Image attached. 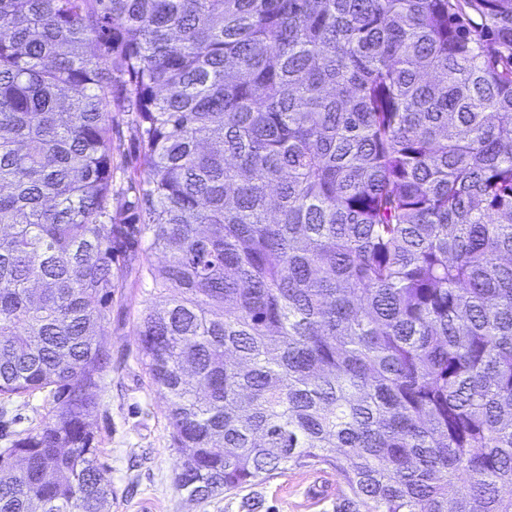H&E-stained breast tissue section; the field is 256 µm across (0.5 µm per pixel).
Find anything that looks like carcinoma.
Here are the masks:
<instances>
[{"label":"carcinoma","mask_w":512,"mask_h":512,"mask_svg":"<svg viewBox=\"0 0 512 512\" xmlns=\"http://www.w3.org/2000/svg\"><path fill=\"white\" fill-rule=\"evenodd\" d=\"M146 235L179 489L512 512V0H0V395L50 397L0 512H111L85 419ZM114 123L112 124V144L114 147L115 163L120 165L124 161V156L131 149L130 132L123 120V115L119 112L112 113Z\"/></svg>","instance_id":"obj_1"}]
</instances>
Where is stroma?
I'll list each match as a JSON object with an SVG mask.
<instances>
[{
	"instance_id": "stroma-1",
	"label": "stroma",
	"mask_w": 512,
	"mask_h": 512,
	"mask_svg": "<svg viewBox=\"0 0 512 512\" xmlns=\"http://www.w3.org/2000/svg\"><path fill=\"white\" fill-rule=\"evenodd\" d=\"M150 302L144 284L128 276L112 299V320L103 327L109 360L87 424L112 483V512H333L336 476L330 471L293 469L202 500L177 489L180 454L172 442L167 400L139 355L137 325ZM46 413L43 394L0 396V450Z\"/></svg>"
}]
</instances>
